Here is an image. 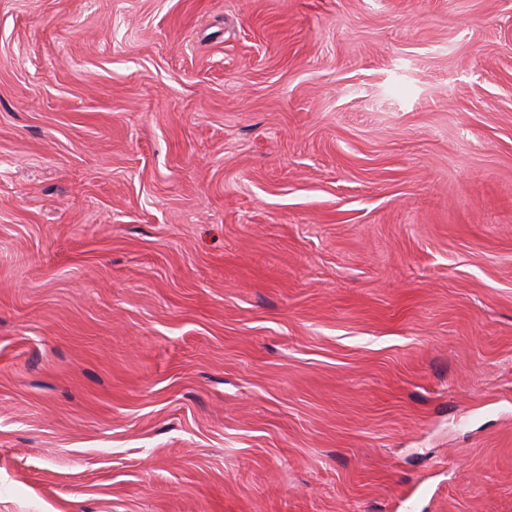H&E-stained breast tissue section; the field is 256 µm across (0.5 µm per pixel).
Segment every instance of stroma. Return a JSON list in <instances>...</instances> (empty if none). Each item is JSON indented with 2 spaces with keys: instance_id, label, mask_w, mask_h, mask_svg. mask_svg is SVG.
Segmentation results:
<instances>
[{
  "instance_id": "obj_1",
  "label": "stroma",
  "mask_w": 512,
  "mask_h": 512,
  "mask_svg": "<svg viewBox=\"0 0 512 512\" xmlns=\"http://www.w3.org/2000/svg\"><path fill=\"white\" fill-rule=\"evenodd\" d=\"M512 512V0H0V512Z\"/></svg>"
}]
</instances>
